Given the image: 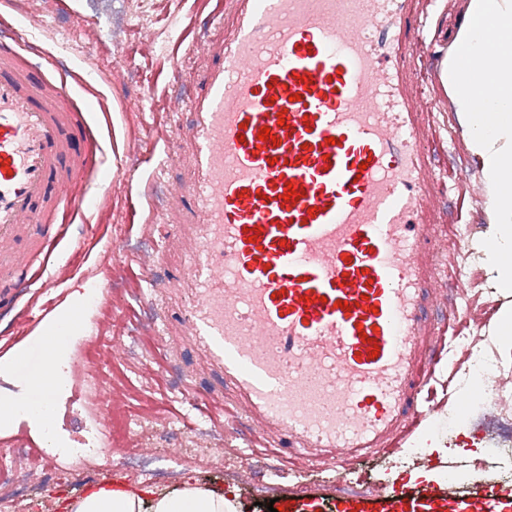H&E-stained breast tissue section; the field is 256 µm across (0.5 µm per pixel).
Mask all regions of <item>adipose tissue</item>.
I'll list each match as a JSON object with an SVG mask.
<instances>
[{"label": "adipose tissue", "instance_id": "ef3b65f1", "mask_svg": "<svg viewBox=\"0 0 512 512\" xmlns=\"http://www.w3.org/2000/svg\"><path fill=\"white\" fill-rule=\"evenodd\" d=\"M512 30V0H469L466 20L454 48L445 61L440 79L452 94L466 121V145L482 165L488 203L487 221L495 228L489 243L493 260L512 259V55L501 54L492 31ZM468 68L471 81H479L484 69L495 72L492 97L479 103L461 90L456 78ZM89 294L76 295L71 309L51 323L47 335L36 337L10 362V370L28 389L27 415L43 425L55 373V353L68 339L85 335L88 326L80 312ZM68 512H237L224 492L185 481L165 493L143 494L98 485L83 497L69 502Z\"/></svg>", "mask_w": 512, "mask_h": 512}]
</instances>
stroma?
Segmentation results:
<instances>
[{"instance_id":"35a3bbf8","label":"stroma","mask_w":512,"mask_h":512,"mask_svg":"<svg viewBox=\"0 0 512 512\" xmlns=\"http://www.w3.org/2000/svg\"><path fill=\"white\" fill-rule=\"evenodd\" d=\"M467 3L411 0L405 36L422 92V136L435 172L445 176L430 244L434 371L414 428L341 466L327 456L280 455V438L240 411L222 374L204 366L198 349L179 336L178 261L162 255L177 232L180 191L193 176L186 161L174 157L177 133L192 120L184 103L209 62L208 45L224 35L219 18L231 16V0H222L219 14L213 0H0V40L23 45L33 77L48 78L55 87L67 83L109 158L91 186L95 196L105 197L103 208L88 205L84 219H72L52 252V266L68 268L62 283L45 293L38 284L22 285L38 307L35 320L0 311V363L41 335L75 291L97 286V307L84 311L91 335L71 341L68 349L81 369L108 350L125 382L107 393L75 379L73 397L52 395L53 417L62 434L76 439L108 402L123 413L150 402L152 416L135 441L161 467L152 477L128 470L125 439L106 428V454L89 462L64 460L73 475L68 490L48 479L34 482L11 512H64L65 503L95 488L108 472L124 485L160 492L190 479L232 494L238 512H268L272 500L281 507L311 501L328 512L346 482L362 492L372 512H385L392 486L411 498L433 493L468 500L483 496L493 478L512 495V452L469 453L474 445H489L501 427L512 429V342L499 336L497 320L500 311H512V295L500 290L502 268L487 253L492 228L485 220L480 163L467 150L460 117L439 81ZM174 59L181 70L177 80L169 68ZM108 241L116 251L105 250ZM106 265L112 268L108 284L100 274ZM144 267L151 282L139 279ZM454 310L459 319H451ZM147 333L164 336L173 359L168 370L143 354L139 338ZM486 363L495 370L498 390L478 400L471 391L481 384ZM215 391L227 406L218 420L208 407ZM426 435L448 455L420 447Z\"/></svg>"}]
</instances>
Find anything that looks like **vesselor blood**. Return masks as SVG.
<instances>
[{
    "mask_svg": "<svg viewBox=\"0 0 512 512\" xmlns=\"http://www.w3.org/2000/svg\"><path fill=\"white\" fill-rule=\"evenodd\" d=\"M410 0H234L188 101L194 179L178 323L250 418L294 454L350 462L418 415L430 381L439 180L421 146L402 31ZM0 50V277L55 287L18 240L77 215L103 150L65 89ZM270 139H259L262 129ZM295 199H287L288 190ZM386 512H496V482L461 505L386 495Z\"/></svg>",
    "mask_w": 512,
    "mask_h": 512,
    "instance_id": "obj_1",
    "label": "vessel or blood"
}]
</instances>
